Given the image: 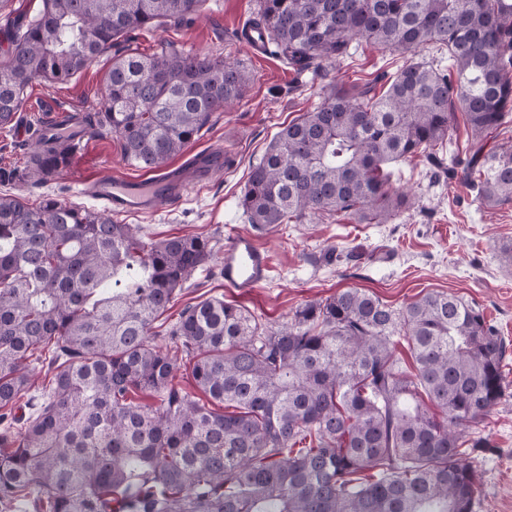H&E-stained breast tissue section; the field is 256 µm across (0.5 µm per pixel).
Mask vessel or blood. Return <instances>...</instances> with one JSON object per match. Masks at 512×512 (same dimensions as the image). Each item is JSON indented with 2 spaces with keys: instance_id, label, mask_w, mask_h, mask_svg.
<instances>
[{
  "instance_id": "b4317fda",
  "label": "vessel or blood",
  "mask_w": 512,
  "mask_h": 512,
  "mask_svg": "<svg viewBox=\"0 0 512 512\" xmlns=\"http://www.w3.org/2000/svg\"><path fill=\"white\" fill-rule=\"evenodd\" d=\"M220 150L192 151L181 166L149 179L121 176L95 178L88 192L104 201L116 214H150L184 197L196 184L207 180L224 165ZM270 256L248 233L233 232L224 247L220 275L227 288L251 293L270 277Z\"/></svg>"
}]
</instances>
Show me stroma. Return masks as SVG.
Wrapping results in <instances>:
<instances>
[{"mask_svg":"<svg viewBox=\"0 0 512 512\" xmlns=\"http://www.w3.org/2000/svg\"><path fill=\"white\" fill-rule=\"evenodd\" d=\"M255 8V0H203L194 21L168 24L133 34L128 49L151 54L174 44L187 54L227 59L247 68L253 80L241 99L225 104L199 132L192 147L219 149L230 160L205 185L177 203L151 215H121L117 221L139 228L145 238L179 235L210 237L214 258L197 270L171 308L155 322L151 339L172 349L167 331L189 305L215 297L237 301L277 326L306 301L340 289L374 291L395 307L427 291H444L482 308L508 347L504 362L505 392L492 415L479 425L488 447L471 462L478 476L477 512H512V267L498 257L500 243L512 241V202L479 206L462 171L435 176L425 158L391 166L392 187L409 191L410 209L388 224H359L349 216L330 214L303 224H286L256 238L269 251L268 282L252 295L227 290L218 271L224 257L228 226L251 231L239 198L248 167L284 125L318 107L328 83H365L381 72H395L407 61H437L446 50L433 44L405 54H389L365 41H353L352 55L340 64H323L319 75L296 74L278 56L254 54L235 36ZM111 63L103 54L89 69L64 83L36 82L28 89L16 126L0 129V192L21 195L37 205L43 195L92 209L102 204L84 196L83 181L99 176H138L123 158L119 137L91 128L70 165L44 184L23 178L31 130L51 114L65 110L86 116L99 109L100 92Z\"/></svg>","mask_w":512,"mask_h":512,"instance_id":"35a3bbf8","label":"stroma"}]
</instances>
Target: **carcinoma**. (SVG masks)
Segmentation results:
<instances>
[{"mask_svg": "<svg viewBox=\"0 0 512 512\" xmlns=\"http://www.w3.org/2000/svg\"><path fill=\"white\" fill-rule=\"evenodd\" d=\"M203 0H42L0 33V127L36 81L64 83L131 32L182 23ZM246 28L298 73L342 62L360 37L392 53L424 44L383 84L328 85L251 166L239 207L257 230L344 213L387 224L410 206L387 168L423 156L466 118L464 171L482 206L512 201V147L485 150L512 120V0H256ZM252 74L166 44L114 53L94 122L124 160L153 172L182 154ZM75 145L44 136L27 177L46 183ZM196 235L160 241L103 211L0 194V407L36 360L52 373L23 437L0 431V503L41 512H475L471 431L497 407L506 344L484 311L429 291L402 307L361 288L306 302L277 327L220 298L149 336L212 258ZM411 359L402 365L398 348ZM189 365L205 399L173 384ZM149 392L158 405L136 403Z\"/></svg>", "mask_w": 512, "mask_h": 512, "instance_id": "obj_1", "label": "carcinoma"}]
</instances>
